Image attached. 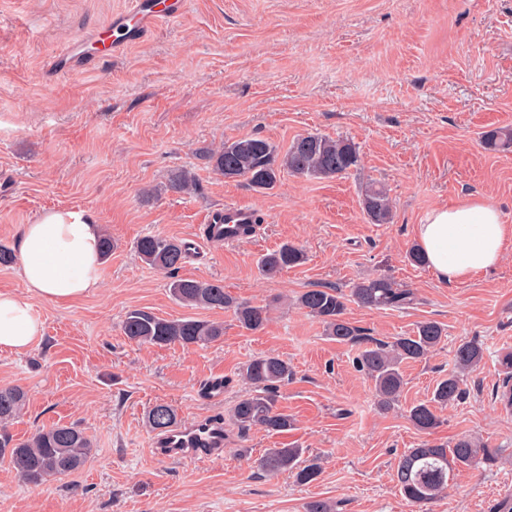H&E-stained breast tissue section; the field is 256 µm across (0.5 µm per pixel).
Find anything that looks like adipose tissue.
Wrapping results in <instances>:
<instances>
[{
  "instance_id": "adipose-tissue-1",
  "label": "adipose tissue",
  "mask_w": 512,
  "mask_h": 512,
  "mask_svg": "<svg viewBox=\"0 0 512 512\" xmlns=\"http://www.w3.org/2000/svg\"><path fill=\"white\" fill-rule=\"evenodd\" d=\"M512 226L483 199L464 197L429 210L415 235L436 278L453 284L496 267ZM102 227L76 209L44 212L23 225L18 254L25 293L0 289V350L26 352L43 336L31 298L65 304L102 285Z\"/></svg>"
}]
</instances>
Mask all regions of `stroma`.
Returning a JSON list of instances; mask_svg holds the SVG:
<instances>
[{"instance_id":"obj_1","label":"stroma","mask_w":512,"mask_h":512,"mask_svg":"<svg viewBox=\"0 0 512 512\" xmlns=\"http://www.w3.org/2000/svg\"><path fill=\"white\" fill-rule=\"evenodd\" d=\"M127 2L0 0V244L16 248L21 225L57 208L85 211L114 243L101 288L67 306L32 298L43 340L20 355L0 351V386L27 396L8 432L74 425L93 454L38 486L0 458V512H305L313 500L335 512H418L394 481L400 457L461 436L498 449V460L457 471L428 512H512V413L495 402L512 353V240L494 270L453 285L406 258L426 212L462 197L491 201L512 225V151L481 144L483 132L512 125V0H189L179 21L123 53L69 73L53 68L76 34ZM308 133L355 143L360 165L329 180L286 174L259 192L200 155L243 136L284 150ZM179 170L195 174L198 191H168ZM372 180L393 202L391 223L364 218L360 188ZM228 204L254 209L258 229L211 244L205 228ZM146 234L197 241L179 277L218 280L267 306L265 328L176 301L168 275L134 249ZM285 241L303 248L304 264L262 275L260 257ZM378 276L411 289L415 303L348 302L345 316L365 337L389 343L425 320L446 331L405 366L387 411L356 365L359 346L327 336L295 303L310 289L346 293ZM132 309L220 322L224 335L189 349L140 346L121 331ZM468 340L482 344V363L463 398L437 409L439 426L420 432L408 409L430 400ZM260 355L293 368L278 391L295 422L288 433L244 432L231 419L251 390L240 370ZM218 375L224 398L213 402L205 384ZM158 403L181 422L222 416L223 458L155 455L147 413ZM284 447L303 449L318 478L259 470L266 449Z\"/></svg>"}]
</instances>
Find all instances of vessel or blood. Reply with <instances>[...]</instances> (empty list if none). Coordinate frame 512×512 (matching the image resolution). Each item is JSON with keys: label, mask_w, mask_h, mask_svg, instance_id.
I'll list each match as a JSON object with an SVG mask.
<instances>
[{"label": "vessel or blood", "mask_w": 512, "mask_h": 512, "mask_svg": "<svg viewBox=\"0 0 512 512\" xmlns=\"http://www.w3.org/2000/svg\"><path fill=\"white\" fill-rule=\"evenodd\" d=\"M188 0H130L129 7L113 14L106 27L76 35L56 61L57 70H77L88 65L85 47L98 43L104 56L112 57L143 41L159 23L175 22L184 16ZM256 220L245 206L225 205L217 221L208 227V239L215 244L239 242V227ZM157 456L179 460H205L224 453V422L216 417L199 418L173 426L153 440Z\"/></svg>", "instance_id": "vessel-or-blood-1"}]
</instances>
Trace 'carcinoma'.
Returning a JSON list of instances; mask_svg holds the SVG:
<instances>
[{
    "instance_id": "obj_1",
    "label": "carcinoma",
    "mask_w": 512,
    "mask_h": 512,
    "mask_svg": "<svg viewBox=\"0 0 512 512\" xmlns=\"http://www.w3.org/2000/svg\"><path fill=\"white\" fill-rule=\"evenodd\" d=\"M482 144L490 151L512 148V127H502L482 135ZM203 155L214 172L227 180L244 178L256 190L273 189L280 174L288 171L306 179H333L357 167L360 155L356 145L346 139H333L317 133L296 138L285 151L268 140L245 136L227 140L217 149H206ZM167 189L183 193L197 189L194 176L186 171L174 174ZM361 205L371 224H388L392 219V201L385 187L368 182L361 188ZM138 256L146 264L174 273L187 259V245L173 237L148 234L135 245ZM303 250L284 243L259 260V269L266 276L303 263ZM174 298L186 306L222 309L233 313L241 327L258 331L269 320L265 306L239 302L224 289L220 281L179 278L170 283ZM370 309L403 308L414 301V293L401 288L388 278H367L345 295L334 288H316L301 293L298 306L320 320L328 335L339 342L363 344L357 364L374 382L380 407L386 409L397 400L404 378L401 364L423 360L438 346L445 329L436 321L425 320L416 326L412 336H401L391 343L364 342L361 330L345 318L347 298ZM123 334L137 344L158 346H199L216 342L224 336V325L196 318L169 320L143 310L126 313L121 326ZM484 358L482 345L466 341L456 350L457 371L448 374L434 390L428 403L410 408L408 418L420 431H429L438 424L436 407L457 401L464 393L463 375L477 368ZM291 367L277 356H258L241 369L242 378L254 386V393L241 399L233 409V418L243 430L259 427L269 433L283 434L293 428V419L279 410L277 387L288 381ZM26 396L18 387L0 388V424L15 419L25 406ZM154 431H164L176 423L174 410L167 404H156L147 415ZM93 446L79 429L57 425L35 432L27 438L0 434V457L7 458L20 477L30 484H42L67 476L80 469L92 455ZM301 448H270L260 461V468L269 475L295 472L297 480H315L319 467L303 459ZM494 460L493 452L468 437L457 439L452 447L424 443L409 449L396 467V481L403 496L416 506H424L448 490L454 472L461 467Z\"/></svg>"
}]
</instances>
